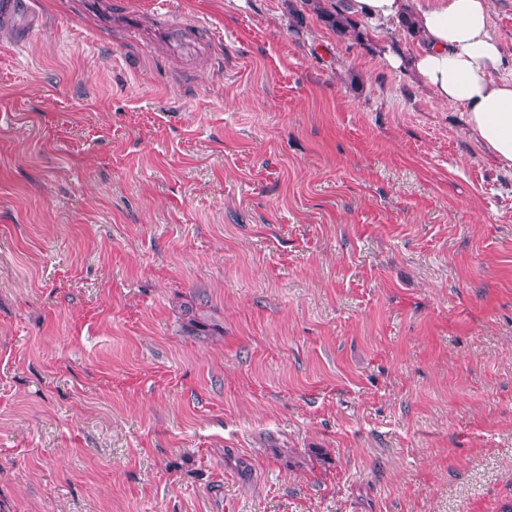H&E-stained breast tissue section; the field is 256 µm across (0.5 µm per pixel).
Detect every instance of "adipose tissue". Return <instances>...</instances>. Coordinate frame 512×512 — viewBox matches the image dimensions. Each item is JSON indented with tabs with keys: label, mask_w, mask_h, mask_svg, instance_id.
<instances>
[{
	"label": "adipose tissue",
	"mask_w": 512,
	"mask_h": 512,
	"mask_svg": "<svg viewBox=\"0 0 512 512\" xmlns=\"http://www.w3.org/2000/svg\"><path fill=\"white\" fill-rule=\"evenodd\" d=\"M349 11L383 25L411 20L421 46L386 63L415 76L438 102L462 107L467 133L504 169H512V49L491 31V0H348Z\"/></svg>",
	"instance_id": "ef3b65f1"
}]
</instances>
